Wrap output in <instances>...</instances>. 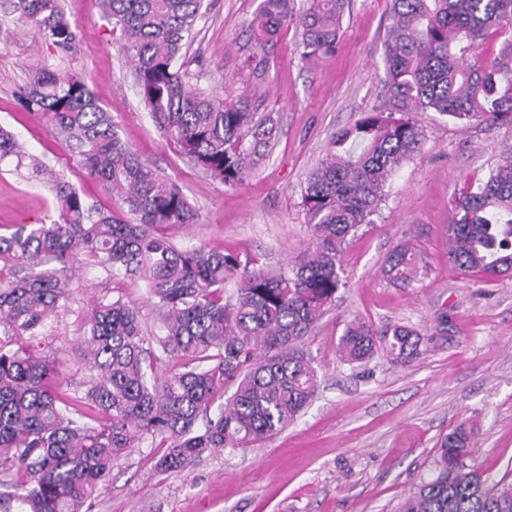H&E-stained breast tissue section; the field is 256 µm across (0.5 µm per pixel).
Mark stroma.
<instances>
[{
    "mask_svg": "<svg viewBox=\"0 0 512 512\" xmlns=\"http://www.w3.org/2000/svg\"><path fill=\"white\" fill-rule=\"evenodd\" d=\"M186 59L190 79L224 88L279 118L273 151L242 182L228 186L195 168L166 143L141 103L98 0H64L78 31L66 53L48 48L0 13V125L24 152L41 157L88 198L105 194L73 161L64 141L23 110L16 91L46 69L80 76L110 110L121 135L143 159L180 183L198 224L174 229L184 245L224 249L276 268L309 243L301 205L308 173L331 134L381 101L382 45L390 0H348L334 56L312 63L283 34L261 71L247 67L255 49L245 25L259 0H205ZM420 150L394 175L373 223L349 238L341 264L347 280L335 307L305 342L319 389L279 434L247 448H225L186 472L152 473L150 443L112 469L92 512H396L402 498L438 469L442 437L457 426L472 436L471 460L490 481L512 482V275L486 279L448 258L455 190L512 154V126L463 127L422 112ZM16 158L0 160V233L54 211L48 186L22 179ZM400 245L421 258L417 279L392 284L383 273ZM66 312L55 320L52 348L73 355L83 315L104 292L98 274L77 271ZM447 312V338L421 344L406 367L385 353L349 364L336 346L347 322H399L428 333Z\"/></svg>",
    "mask_w": 512,
    "mask_h": 512,
    "instance_id": "obj_1",
    "label": "stroma"
}]
</instances>
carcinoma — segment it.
Here are the masks:
<instances>
[{"mask_svg":"<svg viewBox=\"0 0 512 512\" xmlns=\"http://www.w3.org/2000/svg\"><path fill=\"white\" fill-rule=\"evenodd\" d=\"M390 2L382 101L328 140L302 194L312 246L279 270L234 252L177 246L170 231L196 223V208L119 134L82 78L47 69L20 90L21 107L63 138L113 205L88 201L33 157L32 174L54 193L55 217L0 234V512H91L114 463L144 442L156 448L153 472H184L206 454L275 436L312 401L318 381L304 339L346 285L348 238L373 223L389 179L422 145L414 114L512 125V0ZM344 7L345 0H260L247 23L262 54L256 65L291 27L302 60L332 55ZM0 8L50 48L66 52L77 41L61 0H0ZM202 8L203 0H102L162 137L234 185L275 144L278 122L244 97L190 85L183 49ZM489 38L498 43L491 61ZM8 156L25 153L0 126V160ZM448 255L463 271L512 274V156L455 192ZM77 264L107 284L119 276L143 282L159 332L144 328L122 295L101 296L82 325L83 380L70 391L54 383L59 363L48 338L52 317L72 297ZM415 268V255L400 246L383 273L405 285ZM233 277L236 291L226 298ZM424 340L434 336L353 319L338 351L354 364L381 349L407 365ZM471 456L465 428L445 436L437 474L405 496L399 512H512V482L487 486L466 463Z\"/></svg>","mask_w":512,"mask_h":512,"instance_id":"cac0c4a2","label":"carcinoma"}]
</instances>
